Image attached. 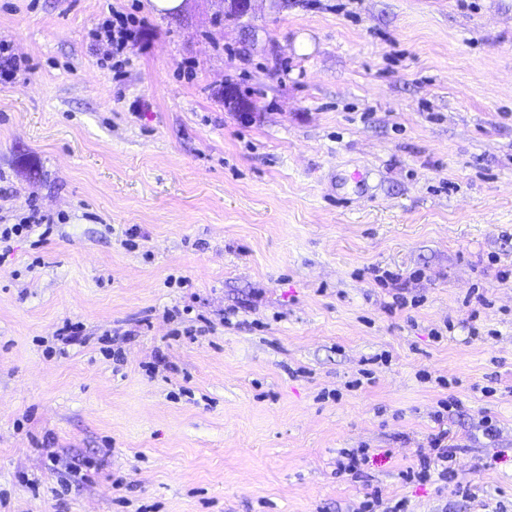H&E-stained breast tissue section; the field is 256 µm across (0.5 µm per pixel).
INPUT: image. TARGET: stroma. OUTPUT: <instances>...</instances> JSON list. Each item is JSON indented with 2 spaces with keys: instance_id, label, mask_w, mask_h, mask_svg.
Masks as SVG:
<instances>
[{
  "instance_id": "obj_1",
  "label": "stroma",
  "mask_w": 512,
  "mask_h": 512,
  "mask_svg": "<svg viewBox=\"0 0 512 512\" xmlns=\"http://www.w3.org/2000/svg\"><path fill=\"white\" fill-rule=\"evenodd\" d=\"M0 41V225L50 218L0 245L7 512H512V0H0ZM144 27V21L138 23L132 15L112 10V15L100 27L90 32L93 42L105 43L109 48L107 54L100 59V66L112 69V65L109 66L108 62L112 60L113 54L125 55L123 61L129 64L136 46L144 38ZM453 438V436L450 437V431L447 428L433 434L431 447L437 450L435 458L422 457L415 468L411 467L407 470L406 479L424 483L431 481L434 474L437 473L439 480L448 482L452 477V469L449 463L454 461L459 450V446L453 443Z\"/></svg>"
}]
</instances>
